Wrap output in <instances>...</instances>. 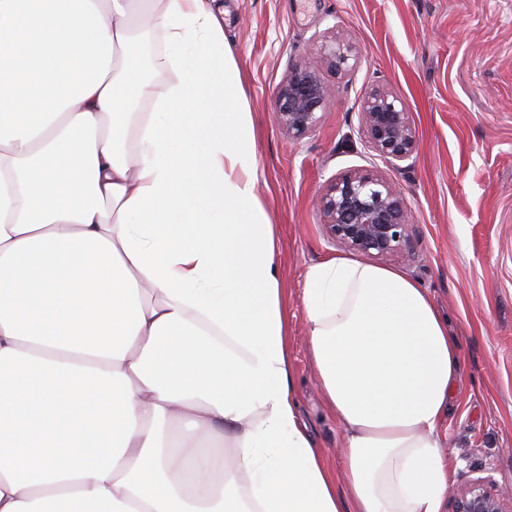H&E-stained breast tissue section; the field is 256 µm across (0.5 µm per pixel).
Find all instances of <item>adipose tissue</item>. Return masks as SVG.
Listing matches in <instances>:
<instances>
[{"label": "adipose tissue", "instance_id": "ef3b65f1", "mask_svg": "<svg viewBox=\"0 0 512 512\" xmlns=\"http://www.w3.org/2000/svg\"><path fill=\"white\" fill-rule=\"evenodd\" d=\"M256 172L221 0H0V512H442L447 320L307 268L329 468Z\"/></svg>", "mask_w": 512, "mask_h": 512}]
</instances>
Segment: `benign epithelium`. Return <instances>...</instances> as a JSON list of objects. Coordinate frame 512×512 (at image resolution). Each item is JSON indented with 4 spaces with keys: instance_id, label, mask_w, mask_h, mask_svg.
<instances>
[{
    "instance_id": "1",
    "label": "benign epithelium",
    "mask_w": 512,
    "mask_h": 512,
    "mask_svg": "<svg viewBox=\"0 0 512 512\" xmlns=\"http://www.w3.org/2000/svg\"><path fill=\"white\" fill-rule=\"evenodd\" d=\"M321 57L335 71L351 68L358 50L335 33L322 38ZM332 89L307 65H294L275 94L276 118L289 135L312 131L332 100ZM360 129L367 142L390 164L408 160L416 149V131L405 101L373 87L362 97ZM330 237L350 251L377 258L404 255L410 249V214L401 191L375 169H356L332 177L317 198ZM451 512H512V495L478 479L459 489Z\"/></svg>"
}]
</instances>
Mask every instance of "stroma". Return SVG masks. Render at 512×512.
<instances>
[{"instance_id":"35a3bbf8","label":"stroma","mask_w":512,"mask_h":512,"mask_svg":"<svg viewBox=\"0 0 512 512\" xmlns=\"http://www.w3.org/2000/svg\"><path fill=\"white\" fill-rule=\"evenodd\" d=\"M224 38L243 73L257 129L256 193L276 226L288 294L290 357L302 416L330 464L343 427L318 390L303 291L308 266L347 256L314 199L335 174L382 170L413 214L411 249L387 258L447 318L464 375L441 428L455 466L450 490L483 478L512 493V0H223ZM340 30L358 46L331 71L315 37ZM305 64L334 95L318 126L293 138L274 96ZM380 86L407 103L417 147L391 165L363 138L358 103Z\"/></svg>"}]
</instances>
